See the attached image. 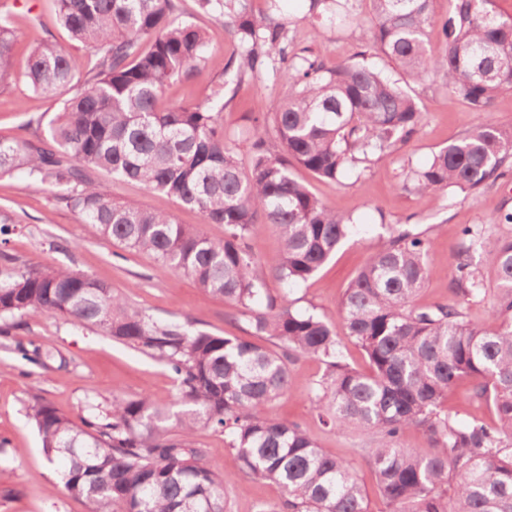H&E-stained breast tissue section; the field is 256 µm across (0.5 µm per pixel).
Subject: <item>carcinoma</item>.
Segmentation results:
<instances>
[{
  "label": "carcinoma",
  "instance_id": "obj_1",
  "mask_svg": "<svg viewBox=\"0 0 512 512\" xmlns=\"http://www.w3.org/2000/svg\"><path fill=\"white\" fill-rule=\"evenodd\" d=\"M57 22L88 47L94 67L80 70L70 47L45 41L31 52L25 82L35 93L63 96L36 140L0 136V175L26 170L38 187L76 211L99 235L146 252L192 277L207 294L239 306L268 349L217 336L128 306L112 287L65 268L17 263L2 250L9 225L0 211V335L23 318L60 315L163 363L173 374L180 434L168 432L170 409L147 396L115 399L76 424L40 396L27 412L48 459L66 461L64 491L91 512H226L234 473H216L193 437L224 434L239 470L277 484L281 499L260 512H372L354 468L323 448L299 423L268 406L289 388V365L316 357L326 366L315 387L321 424L356 428L374 447L383 512H512V237L489 255L498 292L488 324L470 325L446 304L421 307L429 274L426 239L399 233L359 271L340 313L346 334L364 351L368 370L346 364L334 327L292 308L288 291L262 294L249 254L257 224L278 234L270 267L285 287L307 281L352 233L355 219L336 212L298 181L297 164L336 180L359 164L388 157L422 123L410 85L439 78L450 101L486 114L481 124L435 152L410 175L412 189L438 204L450 188L478 192L512 176V126L496 122L495 98L512 93V15L496 0H449L443 49L428 35L434 0H368V41L401 71L399 82L358 61L327 65L288 51L286 28L256 16L250 0H198L224 19L241 52L239 74L278 63L288 72L273 116L252 118L250 172L224 132V107L160 106L166 84L201 70L205 33L175 19L176 0H56ZM319 24L356 14V0H310ZM17 39L0 13V79L9 77ZM136 181L193 208L206 224L224 225L215 241L173 215L118 202L92 174ZM486 226L462 229L448 283L466 301L483 300L480 263ZM492 403L498 421H461L442 402L458 380ZM407 427L431 441L421 454L398 446Z\"/></svg>",
  "mask_w": 512,
  "mask_h": 512
}]
</instances>
